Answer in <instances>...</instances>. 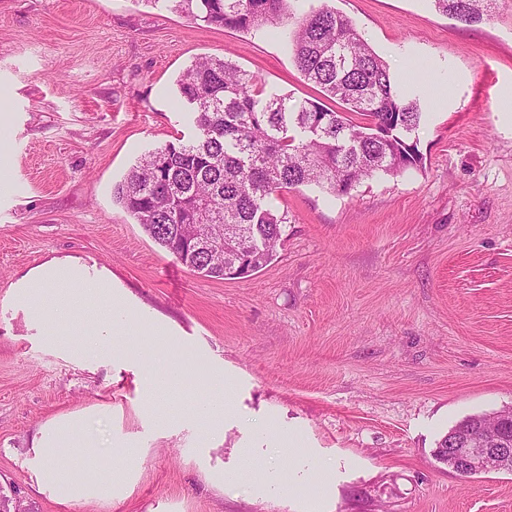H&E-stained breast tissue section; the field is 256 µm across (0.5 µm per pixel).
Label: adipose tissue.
I'll list each match as a JSON object with an SVG mask.
<instances>
[{"label":"adipose tissue","mask_w":512,"mask_h":512,"mask_svg":"<svg viewBox=\"0 0 512 512\" xmlns=\"http://www.w3.org/2000/svg\"><path fill=\"white\" fill-rule=\"evenodd\" d=\"M102 446L100 435L88 427L84 415L49 421L34 442L39 488L61 503L111 500L118 476L105 464Z\"/></svg>","instance_id":"1"}]
</instances>
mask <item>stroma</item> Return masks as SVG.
<instances>
[{"label":"stroma","instance_id":"obj_1","mask_svg":"<svg viewBox=\"0 0 512 512\" xmlns=\"http://www.w3.org/2000/svg\"><path fill=\"white\" fill-rule=\"evenodd\" d=\"M420 99L422 167L348 196L282 191L274 259L246 279L178 263L112 196L138 157L194 132L175 80L228 56L267 90L319 97L288 24L193 22L145 0H0V494L28 512H512V473L438 462L463 418L512 407V0L468 25L432 0H333ZM53 260L103 270L168 356L224 371L223 434L158 430L143 364L44 344L14 293ZM88 413L137 449L111 501H55L41 426ZM278 429L303 455L273 448Z\"/></svg>","mask_w":512,"mask_h":512}]
</instances>
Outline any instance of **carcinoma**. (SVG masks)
Instances as JSON below:
<instances>
[{
    "label": "carcinoma",
    "mask_w": 512,
    "mask_h": 512,
    "mask_svg": "<svg viewBox=\"0 0 512 512\" xmlns=\"http://www.w3.org/2000/svg\"><path fill=\"white\" fill-rule=\"evenodd\" d=\"M144 2L246 31L288 20L296 67L342 107L267 93L256 76L224 57H201L186 67L176 86L195 134L146 152L113 191L124 211L182 265L211 279H224L230 269L250 277L273 260L288 224L287 213L268 206L274 193L314 184L349 195L366 179L422 165L413 138L423 117L418 99L401 94L388 64L329 0L302 14L294 12L293 0ZM432 2L472 25L491 16L497 0ZM213 224L224 225L222 255L199 246ZM242 249L253 255L249 272L240 268ZM486 420L481 413L458 422L437 453L457 434L459 447H475Z\"/></svg>",
    "instance_id": "carcinoma-1"
}]
</instances>
